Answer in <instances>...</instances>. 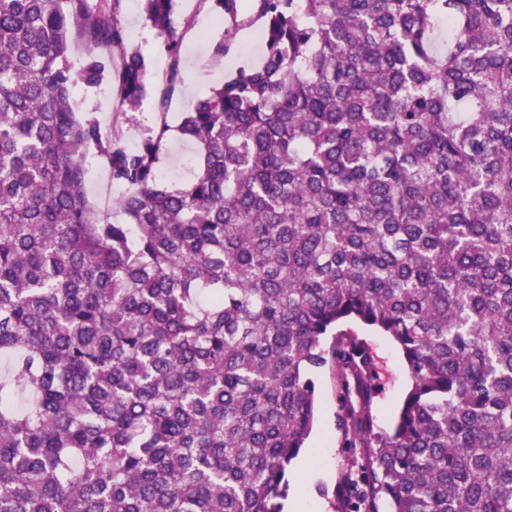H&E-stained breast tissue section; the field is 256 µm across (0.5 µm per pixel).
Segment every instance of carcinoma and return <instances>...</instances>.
Segmentation results:
<instances>
[{
  "label": "carcinoma",
  "instance_id": "cac0c4a2",
  "mask_svg": "<svg viewBox=\"0 0 512 512\" xmlns=\"http://www.w3.org/2000/svg\"><path fill=\"white\" fill-rule=\"evenodd\" d=\"M176 2L142 0L162 108ZM251 2L261 66L129 149L75 112L100 58L68 60L108 47L139 106L120 0H0V512H284L329 362L345 512H512V0ZM350 320L404 358L389 432L363 342L323 347ZM90 52L98 54L103 61H105L109 66L112 65L113 67L112 55L109 51L101 48H94L78 40L75 35L71 36V52L69 55V60L73 66L74 71L79 70L83 60ZM192 150L191 144L181 141L177 135L173 136L171 151L160 165L165 180L169 184H179L188 177V174L182 171V161ZM92 168H86L85 195L89 205L101 216L112 215V203L124 193L125 188L117 183H112L109 177V169L102 159H95ZM110 198L109 204L107 200Z\"/></svg>",
  "mask_w": 512,
  "mask_h": 512
}]
</instances>
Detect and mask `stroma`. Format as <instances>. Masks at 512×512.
<instances>
[{"instance_id":"1","label":"stroma","mask_w":512,"mask_h":512,"mask_svg":"<svg viewBox=\"0 0 512 512\" xmlns=\"http://www.w3.org/2000/svg\"><path fill=\"white\" fill-rule=\"evenodd\" d=\"M178 31L182 37L180 57L181 84H178L169 101L170 115L188 111L198 96L211 87L221 84L224 78L240 68L258 65L264 53L259 36L261 23L254 20L250 0H241L240 18L243 22L233 34H226L217 18L211 0H177ZM121 22L130 46L141 49L146 63L148 95L134 112H121L114 83L103 82L95 87L83 85L76 88L75 110L78 116L97 117L104 130L114 128L123 133L125 144L136 148L141 138L159 121L157 98L166 85L170 58L163 37L144 20L139 7L132 0L121 2ZM224 42L226 50L222 67H215L212 51L216 42ZM193 77L195 93H188L185 77ZM89 205L99 214L111 213V202L122 195V185L113 183L103 160H96L87 169L85 187ZM342 332L355 335L368 346L379 373V393L374 400L373 414L380 430H389L397 410L409 388V377L404 361L389 338L357 322L342 325ZM319 391V419L307 442V451L314 463L320 464L325 473L309 485L314 499L325 503V512H341L337 494L347 468V454L341 446L338 429L341 413L336 384V368L326 364L315 374Z\"/></svg>"}]
</instances>
